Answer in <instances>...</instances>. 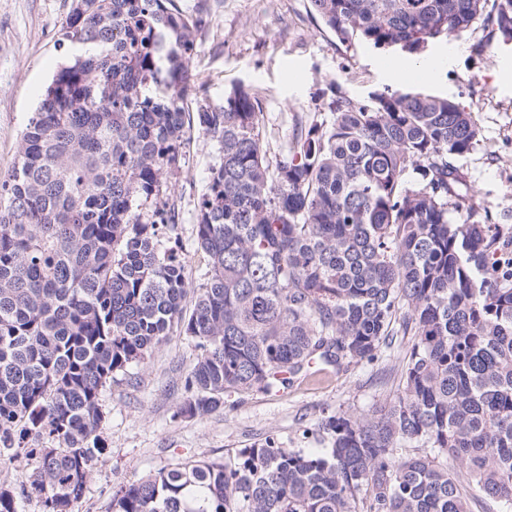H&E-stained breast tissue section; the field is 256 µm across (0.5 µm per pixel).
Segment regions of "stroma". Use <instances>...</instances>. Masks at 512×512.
I'll list each match as a JSON object with an SVG mask.
<instances>
[{"mask_svg": "<svg viewBox=\"0 0 512 512\" xmlns=\"http://www.w3.org/2000/svg\"><path fill=\"white\" fill-rule=\"evenodd\" d=\"M202 17L192 61L198 95L189 110L221 108L243 86L259 99L268 159H276L300 125L326 123V104L335 93L369 100L377 93L417 90L451 99L471 111L481 130L478 145L458 164L474 189L476 204L512 228V43L483 51L489 37L483 23L429 42L410 53L340 42L312 11L310 0H177ZM75 0H0V177L13 167L29 117L58 66L73 57L59 44V29ZM448 67L429 81L412 82V70L444 53ZM186 163L169 180L167 198L180 223L169 239L186 262L189 282L206 269L197 249L199 196L218 158L217 146L199 128L190 131ZM195 342L173 330L133 378L101 394V436L108 452L96 462L74 512H110L120 486L187 461H221L238 449L272 439L283 448L316 450L315 424L322 412L357 415L384 404L398 381L381 376L393 368L388 357L359 365L319 382L307 380L287 394L232 395L223 410L186 419L177 411L183 379L194 364Z\"/></svg>", "mask_w": 512, "mask_h": 512, "instance_id": "obj_1", "label": "stroma"}]
</instances>
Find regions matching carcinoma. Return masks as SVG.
I'll return each instance as SVG.
<instances>
[{"label":"carcinoma","instance_id":"cac0c4a2","mask_svg":"<svg viewBox=\"0 0 512 512\" xmlns=\"http://www.w3.org/2000/svg\"><path fill=\"white\" fill-rule=\"evenodd\" d=\"M311 4L343 43L413 53L478 20L512 41V0ZM201 27L177 0H77L62 23L60 42L98 53L57 70L0 180V466L39 452L29 485L0 484V512L33 497L73 512L107 452L102 391L175 327L198 349L184 418L394 349L397 393L319 418L326 448L268 441L180 464L117 489L112 512H512V253L456 165L479 141L472 113L339 93L330 122L298 127L272 165L251 90L199 108L219 162L191 290L162 238L180 221L164 196L186 162Z\"/></svg>","mask_w":512,"mask_h":512}]
</instances>
